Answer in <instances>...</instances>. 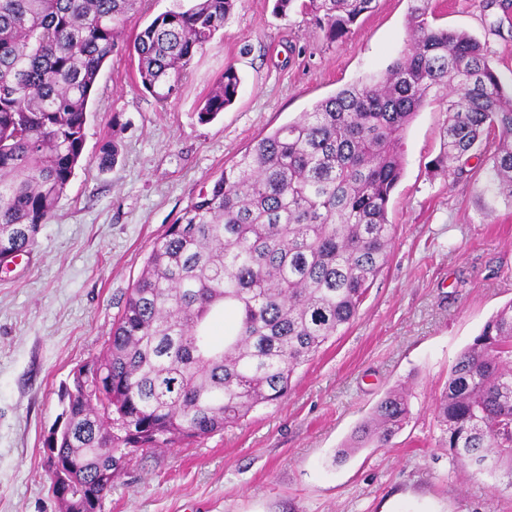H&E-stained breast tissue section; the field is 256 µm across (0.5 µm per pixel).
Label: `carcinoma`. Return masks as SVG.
I'll return each instance as SVG.
<instances>
[{"label":"carcinoma","mask_w":512,"mask_h":512,"mask_svg":"<svg viewBox=\"0 0 512 512\" xmlns=\"http://www.w3.org/2000/svg\"><path fill=\"white\" fill-rule=\"evenodd\" d=\"M138 0H0V261L26 252L75 174L87 106ZM375 0H275L297 6L335 42ZM405 48L386 70L316 102L246 148L153 244L128 290L89 396L67 394L58 448L74 490L101 501V481L128 455L205 438L278 404L306 365L353 322L392 243L390 196L403 138L425 105L448 112L441 161L473 158L482 191L512 204V91L481 43L434 25L431 0H409ZM236 0H190L134 37L144 91L175 95L194 56L224 29ZM241 84L229 65L198 112L213 120ZM498 140L490 142V135ZM118 146L107 140L99 165ZM236 318L224 343L212 323ZM409 387L386 392L336 452L382 448L409 415ZM434 414L460 465L512 486V302L457 358Z\"/></svg>","instance_id":"cac0c4a2"}]
</instances>
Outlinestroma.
I'll return each instance as SVG.
<instances>
[{
	"label": "stroma",
	"mask_w": 512,
	"mask_h": 512,
	"mask_svg": "<svg viewBox=\"0 0 512 512\" xmlns=\"http://www.w3.org/2000/svg\"><path fill=\"white\" fill-rule=\"evenodd\" d=\"M512 86V0H433ZM239 0L167 103L143 91L137 61L105 62L82 157L36 246L0 267V512H62L45 442L75 372L102 355L153 242L202 186L256 139L339 89L382 73L407 42L409 0H377L350 32L323 39L309 16ZM235 104L197 111L227 65ZM447 114L424 106L405 133L391 194L393 242L354 322L260 407L206 438L129 456L101 512H512V488L460 468L433 412L461 352L512 301V206L483 173L437 166ZM119 146L101 169V145ZM411 415L383 448L335 461L392 387Z\"/></svg>",
	"instance_id": "1"
}]
</instances>
